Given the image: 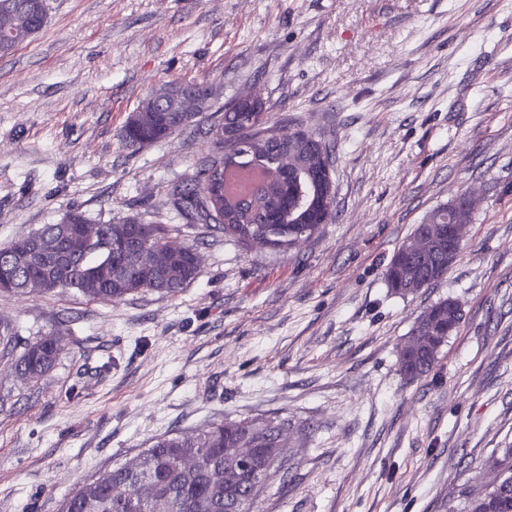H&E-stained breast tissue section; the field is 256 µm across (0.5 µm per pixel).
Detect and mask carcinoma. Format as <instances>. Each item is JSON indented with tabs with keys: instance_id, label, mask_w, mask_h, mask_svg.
<instances>
[{
	"instance_id": "cac0c4a2",
	"label": "carcinoma",
	"mask_w": 512,
	"mask_h": 512,
	"mask_svg": "<svg viewBox=\"0 0 512 512\" xmlns=\"http://www.w3.org/2000/svg\"><path fill=\"white\" fill-rule=\"evenodd\" d=\"M21 4L26 17L16 32L0 29V54H8L39 32L47 22L45 0H0ZM266 107L229 105L223 115L210 125L216 151L202 157L190 182L173 187L175 203L189 224H206L236 242L248 245L257 237L270 236L268 247L275 251L292 248L309 238L330 220L336 207L335 197L323 200V219L310 221L305 208L297 206L289 195L295 180L310 183V178L332 167V147L304 129L292 137L277 139L272 134L279 128L268 125ZM196 114L183 120L169 115L156 124H133L127 120L122 138L129 148H139L166 140L193 122ZM238 133L233 142L219 137V132ZM290 154L291 162L278 163L281 154ZM467 197L462 195L431 213L430 223L446 224L463 216L471 218L466 209ZM90 249L69 258L67 268L54 274L51 255L31 257L16 273L17 288L11 294L23 297L33 291L50 293L58 288L75 290L92 302H114L143 291L174 295L199 275L195 264L196 249L184 244L171 246V230L163 224H144L136 216L120 224H101ZM126 238L127 255L139 260V268H128L122 256L103 248L107 233ZM419 275L437 283L448 274V256L436 253L427 262L394 251L383 270V277L393 293L407 295L404 280ZM448 302L440 299L430 305L428 315L437 336L448 331ZM61 331L52 330L27 344L12 359L16 373L28 380L42 378L54 366L61 353ZM440 351L419 348L400 363L403 375L410 381L431 375ZM254 446L259 449L252 470L235 478V489L224 495V449ZM185 454L200 460L193 470L180 464ZM286 449L280 441V428L259 427L248 420L220 422L208 430L191 436L170 433L157 438L135 460L102 474L67 495L60 512H152V502L141 498L136 487L145 479L166 499L169 512H200L206 502L211 512H252L255 500L281 465ZM512 448L503 450L499 467L506 471L503 484L496 490L486 488L467 492L466 512H475V503L489 497L497 500V512H512ZM117 487L130 489L131 495L113 496Z\"/></svg>"
}]
</instances>
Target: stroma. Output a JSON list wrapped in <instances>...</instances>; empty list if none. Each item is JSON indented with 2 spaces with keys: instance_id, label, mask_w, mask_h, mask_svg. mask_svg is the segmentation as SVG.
Returning <instances> with one entry per match:
<instances>
[{
  "instance_id": "1",
  "label": "stroma",
  "mask_w": 512,
  "mask_h": 512,
  "mask_svg": "<svg viewBox=\"0 0 512 512\" xmlns=\"http://www.w3.org/2000/svg\"><path fill=\"white\" fill-rule=\"evenodd\" d=\"M0 56V244L77 209L180 228L200 272L116 303L0 294L16 346L66 330L55 367L0 357V512L61 501L167 433L281 426L254 512H463L512 448V0H46ZM213 87L187 129L136 150L128 116L170 82ZM335 148L336 210L292 250L184 229L171 189L232 101ZM473 218L446 278L405 297L382 271L437 206ZM463 321L435 373L399 350L441 298Z\"/></svg>"
}]
</instances>
